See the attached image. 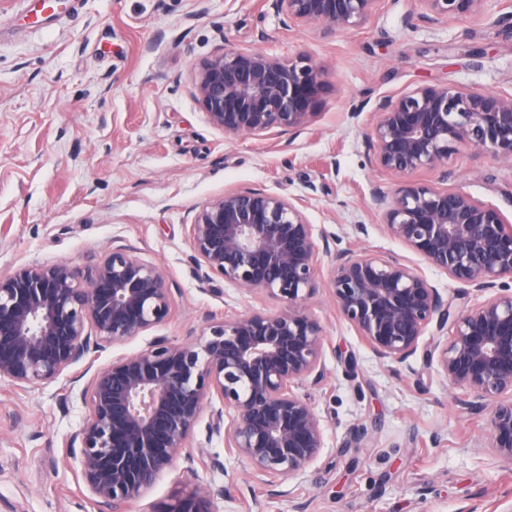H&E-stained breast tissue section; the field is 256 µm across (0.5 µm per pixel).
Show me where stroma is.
<instances>
[{"instance_id":"obj_1","label":"stroma","mask_w":512,"mask_h":512,"mask_svg":"<svg viewBox=\"0 0 512 512\" xmlns=\"http://www.w3.org/2000/svg\"><path fill=\"white\" fill-rule=\"evenodd\" d=\"M419 0H387L339 33L284 23L268 0H61L55 9L0 0V274L24 264L84 266L115 243L161 269L175 305L157 335L192 342L209 325L279 310L264 292L205 278L190 225L207 202L258 189L304 201L328 278L331 253L351 249L419 264L442 295L459 286L393 238L371 195L399 176L371 166L374 107L424 84L512 94V34L496 18L431 25ZM224 48L281 59L307 54L328 86L294 137L225 134L207 121L192 76ZM448 185L512 221V163L464 146ZM365 232H358V225ZM326 336L327 378L310 392L325 448L300 479L251 480L245 463L199 470L197 484H235L234 512H512V464L489 446L490 408H463L438 366L373 356L338 313L328 286L306 301ZM146 337L80 362L56 382H0V512H94L66 457L88 410L84 380Z\"/></svg>"}]
</instances>
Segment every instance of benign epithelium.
I'll use <instances>...</instances> for the list:
<instances>
[{
  "label": "benign epithelium",
  "mask_w": 512,
  "mask_h": 512,
  "mask_svg": "<svg viewBox=\"0 0 512 512\" xmlns=\"http://www.w3.org/2000/svg\"><path fill=\"white\" fill-rule=\"evenodd\" d=\"M270 2L295 24L331 32L366 22L383 0ZM418 2L420 18L438 24L478 14L484 0ZM193 89L212 126L258 135L302 127L326 84L305 55L224 48L200 64ZM375 111L366 143L381 171L426 170L446 181L448 158L462 146L512 160V95L428 84L380 99ZM372 197L390 234L462 294H493L454 309L417 266L345 249L329 280L341 316L375 357L404 363L421 351L462 391L466 409L494 404L490 447L512 464V222L499 207L432 182L407 179L390 195L373 188ZM190 239L207 278L266 292L284 308L215 323L194 343L155 337L96 370L80 392L88 414L66 445L95 512H125L180 458L192 475L198 465L224 468L219 457L190 450L207 406L208 435L225 434L224 453L246 460L261 483L301 475L325 448L323 421L300 392L326 379V336L304 307L319 288V247L303 204L261 190L226 192L197 212ZM173 306L163 273L127 245L84 268L20 265L0 274V381L51 384L89 354L161 326ZM219 498L232 500L230 487L194 486L158 512H219Z\"/></svg>",
  "instance_id": "obj_1"
}]
</instances>
